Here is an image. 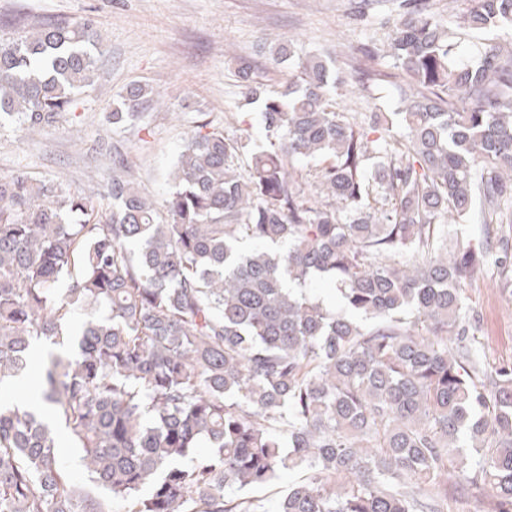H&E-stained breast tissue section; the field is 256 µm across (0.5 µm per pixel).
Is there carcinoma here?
Here are the masks:
<instances>
[{"label": "carcinoma", "instance_id": "cac0c4a2", "mask_svg": "<svg viewBox=\"0 0 512 512\" xmlns=\"http://www.w3.org/2000/svg\"><path fill=\"white\" fill-rule=\"evenodd\" d=\"M396 4L395 112L336 111L348 84L320 56L288 92L243 65L265 141L203 122L155 202L112 153L101 193L18 170L0 177V389L47 353L34 398H0V512H265L246 492L289 485L272 512H445L448 488L512 512V364L468 342L464 285L512 274V45L467 59L450 34L512 29V0ZM89 17L36 23L0 48V122L26 131L71 112L97 80ZM150 90L120 96L109 122ZM315 161L314 172L300 163ZM478 220L484 239L441 245ZM336 279L342 308L307 293ZM80 450L93 497L58 452ZM205 449L194 465L185 459Z\"/></svg>", "mask_w": 512, "mask_h": 512}]
</instances>
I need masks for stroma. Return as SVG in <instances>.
<instances>
[{
  "label": "stroma",
  "instance_id": "1",
  "mask_svg": "<svg viewBox=\"0 0 512 512\" xmlns=\"http://www.w3.org/2000/svg\"><path fill=\"white\" fill-rule=\"evenodd\" d=\"M360 0H0V48L38 20L92 18L99 34L103 77L86 89L72 114L43 130L23 134L0 124V176L24 169L40 179H60L80 192L102 191L112 175V152L132 162L143 192L162 200L184 144L185 129L199 119L223 127L225 136L262 140L257 112L240 107L236 71L248 63L266 84L284 90L293 67L271 50L293 40L300 53L336 59L344 72L361 60L392 71L388 11L360 15ZM148 85L152 95L135 123L107 119L127 85ZM480 315L476 345L486 364L512 362V287L502 288L494 267L466 286Z\"/></svg>",
  "mask_w": 512,
  "mask_h": 512
}]
</instances>
